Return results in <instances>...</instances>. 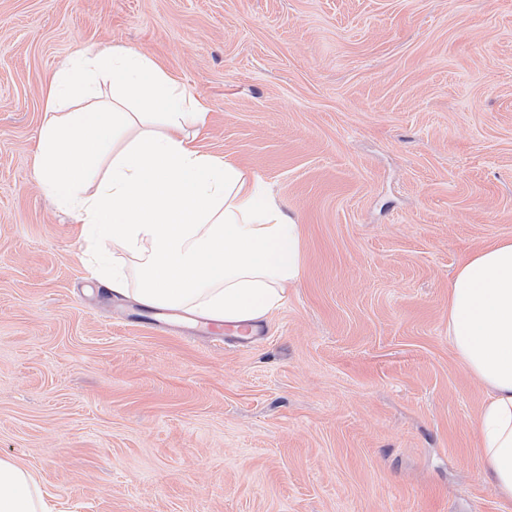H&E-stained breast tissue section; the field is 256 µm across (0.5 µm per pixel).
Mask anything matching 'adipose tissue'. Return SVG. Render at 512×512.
Wrapping results in <instances>:
<instances>
[{"label":"adipose tissue","mask_w":512,"mask_h":512,"mask_svg":"<svg viewBox=\"0 0 512 512\" xmlns=\"http://www.w3.org/2000/svg\"><path fill=\"white\" fill-rule=\"evenodd\" d=\"M35 176L73 208L99 253L101 284L139 304L254 325L304 271L303 228L260 180L202 152L206 112L149 57L84 52L45 94ZM448 342L485 389L477 418L483 480L512 503V238L457 266ZM0 512H50L32 474L0 458Z\"/></svg>","instance_id":"adipose-tissue-1"}]
</instances>
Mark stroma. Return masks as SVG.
<instances>
[{
    "instance_id": "1",
    "label": "stroma",
    "mask_w": 512,
    "mask_h": 512,
    "mask_svg": "<svg viewBox=\"0 0 512 512\" xmlns=\"http://www.w3.org/2000/svg\"><path fill=\"white\" fill-rule=\"evenodd\" d=\"M107 48L303 226L252 341L136 322L35 180L48 83ZM504 237L512 0H0V457L54 512H506L448 343L457 265Z\"/></svg>"
}]
</instances>
